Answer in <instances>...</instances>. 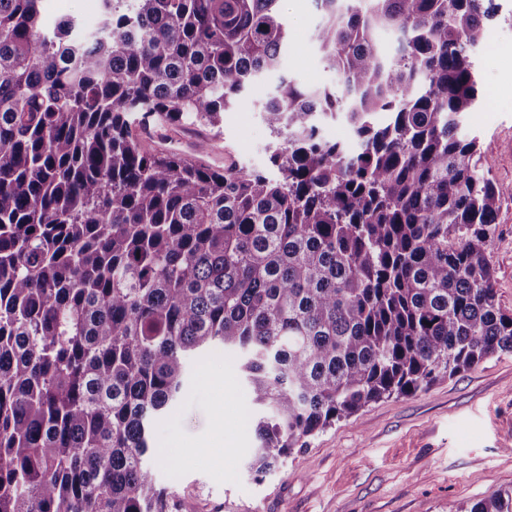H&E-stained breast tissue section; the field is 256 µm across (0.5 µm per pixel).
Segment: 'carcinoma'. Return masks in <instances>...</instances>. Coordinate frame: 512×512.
Wrapping results in <instances>:
<instances>
[{
	"label": "carcinoma",
	"mask_w": 512,
	"mask_h": 512,
	"mask_svg": "<svg viewBox=\"0 0 512 512\" xmlns=\"http://www.w3.org/2000/svg\"><path fill=\"white\" fill-rule=\"evenodd\" d=\"M315 3L341 95L280 79L271 174L139 129H220L282 67L280 0H101L94 29L0 0V512H182L145 456L202 353L247 381L260 476L512 351L497 191L460 133L494 0ZM327 117L355 145L324 139ZM466 512H512V490Z\"/></svg>",
	"instance_id": "1"
}]
</instances>
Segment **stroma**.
<instances>
[{"label": "stroma", "mask_w": 512, "mask_h": 512, "mask_svg": "<svg viewBox=\"0 0 512 512\" xmlns=\"http://www.w3.org/2000/svg\"><path fill=\"white\" fill-rule=\"evenodd\" d=\"M472 47L482 102L462 119L477 139L498 192L488 248L500 305L512 312V0ZM44 22L99 21V0H44ZM291 49L280 76L253 83L225 112L217 148L238 164L263 168L276 138L261 107L279 77L336 89L313 41L321 19L314 0H282ZM185 390L158 419L148 459L157 485L176 492L183 512H465L512 489V353L501 352L427 391L392 397L309 438L306 448L264 476L246 465L255 435L248 386L232 362L190 364ZM173 457L175 470L160 460Z\"/></svg>", "instance_id": "obj_1"}]
</instances>
